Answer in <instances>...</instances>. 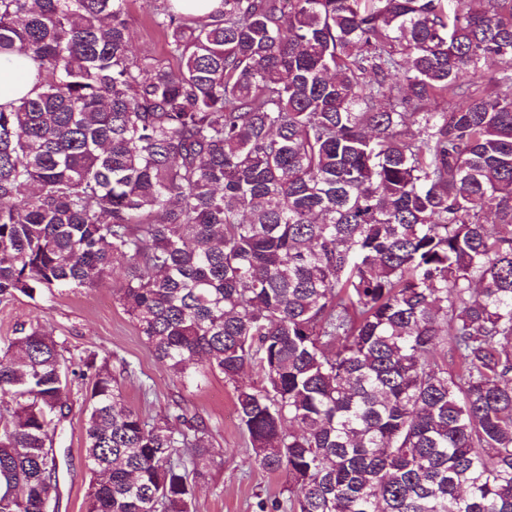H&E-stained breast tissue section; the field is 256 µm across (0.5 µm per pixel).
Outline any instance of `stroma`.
Listing matches in <instances>:
<instances>
[{
    "mask_svg": "<svg viewBox=\"0 0 512 512\" xmlns=\"http://www.w3.org/2000/svg\"><path fill=\"white\" fill-rule=\"evenodd\" d=\"M154 6V0H129L132 50L172 67L176 61L167 40L150 22ZM122 276L118 267L94 288H59L41 299L20 295L0 302V343L11 336L15 323L41 324L63 344L69 358L79 359L88 350L109 355L126 401L146 417H160L177 401L203 420L212 455L204 476L196 481L193 512H259V502L286 499L284 477L263 471L251 460L252 450L234 412L233 384L217 372L198 375L186 385L177 382L116 301L114 288ZM126 364L132 375L123 374ZM71 388L70 408L55 429L58 512H85L89 474L84 459V387L76 379Z\"/></svg>",
    "mask_w": 512,
    "mask_h": 512,
    "instance_id": "obj_1",
    "label": "stroma"
}]
</instances>
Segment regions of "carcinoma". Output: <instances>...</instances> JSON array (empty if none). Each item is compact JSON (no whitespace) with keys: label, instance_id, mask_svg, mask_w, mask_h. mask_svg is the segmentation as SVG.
Here are the masks:
<instances>
[{"label":"carcinoma","instance_id":"carcinoma-1","mask_svg":"<svg viewBox=\"0 0 512 512\" xmlns=\"http://www.w3.org/2000/svg\"><path fill=\"white\" fill-rule=\"evenodd\" d=\"M222 4L155 6L174 69L127 0H0V53L48 73L0 107V300L120 264L172 376L235 385L288 484L262 512H512V0ZM65 352L25 322L0 349V512L56 497L71 375L86 512H192L203 424ZM132 50L136 55H151L166 66L176 67L177 61L168 52L164 34L150 22L154 0H128Z\"/></svg>","mask_w":512,"mask_h":512}]
</instances>
